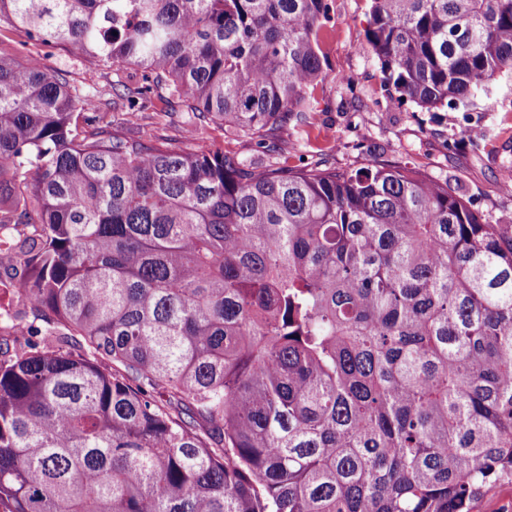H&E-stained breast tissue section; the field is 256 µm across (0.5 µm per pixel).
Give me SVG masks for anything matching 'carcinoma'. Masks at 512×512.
<instances>
[{
	"mask_svg": "<svg viewBox=\"0 0 512 512\" xmlns=\"http://www.w3.org/2000/svg\"><path fill=\"white\" fill-rule=\"evenodd\" d=\"M328 0H0V512H473L512 484V235L374 159L295 170L132 134L167 92L266 144ZM399 100L512 74V0H372ZM142 70L131 133L28 44ZM34 224L16 236L11 226ZM15 264V259L7 254H0V305H4L8 307V309H18L22 308L20 302L16 299V296L11 293L9 296H3L1 294L3 285H11V282L14 279V271L12 270V265Z\"/></svg>",
	"mask_w": 512,
	"mask_h": 512,
	"instance_id": "cac0c4a2",
	"label": "carcinoma"
}]
</instances>
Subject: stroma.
Instances as JSON below:
<instances>
[{"label":"stroma","instance_id":"35a3bbf8","mask_svg":"<svg viewBox=\"0 0 512 512\" xmlns=\"http://www.w3.org/2000/svg\"><path fill=\"white\" fill-rule=\"evenodd\" d=\"M370 8V0H329L330 20L320 38L326 77L314 92L307 123L272 135L274 152H257L253 140L211 123L187 138L174 104L157 96L139 114L141 138L266 164L285 161L296 169L323 160L339 170L355 169L374 156L448 183L486 222L511 228L512 186H504L502 174L512 168V78H497L487 92L454 109L427 112L399 102L368 42ZM45 63L66 73L73 96L91 92L111 103L112 130L126 134L123 95L140 80L139 71L68 47L53 49Z\"/></svg>","mask_w":512,"mask_h":512}]
</instances>
